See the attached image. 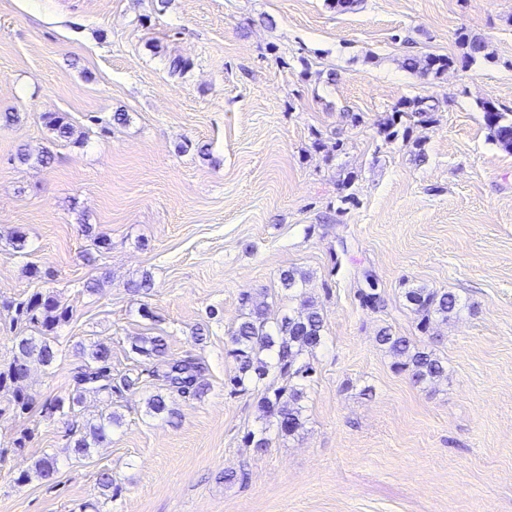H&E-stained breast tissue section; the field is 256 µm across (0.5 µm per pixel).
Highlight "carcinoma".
I'll return each instance as SVG.
<instances>
[{
  "instance_id": "carcinoma-1",
  "label": "carcinoma",
  "mask_w": 512,
  "mask_h": 512,
  "mask_svg": "<svg viewBox=\"0 0 512 512\" xmlns=\"http://www.w3.org/2000/svg\"><path fill=\"white\" fill-rule=\"evenodd\" d=\"M465 49L464 60L474 61L488 56L484 39L471 36L461 30L457 33ZM454 58L445 55H408L403 67L422 75L434 76L454 67ZM405 110L395 111L385 122L383 132L386 140L399 135L398 115L404 113L418 123L429 120L435 105L424 97H414L404 103ZM488 139L497 146L512 151V113L503 112L490 101L480 104ZM45 126L59 141H71L75 136L73 126L66 117L58 113L42 115ZM19 161L35 159L36 163L50 168L55 163L51 150L43 148L32 154L26 150L17 152ZM365 287L359 289L361 304L372 310L383 308L384 299L378 282L370 270H364ZM306 273L289 268L280 273V282L288 290V298L299 301L298 309H290L272 323L267 317L268 302L263 295L242 294L243 312L239 320L228 330V354L236 362V371L229 379L233 392L257 393L259 408L269 419V425L250 430L243 437V444L259 452L270 447L273 437L292 436L302 427V402L314 372V367L303 358L324 342L325 321L321 306L305 291ZM407 307L417 320V328L426 333L435 322L445 323L454 316L459 307V297L445 290L425 285L409 288L404 293ZM5 308H15L19 316L33 328L31 336H16L11 347L10 361L0 365V396L5 405L0 406V420L10 415L23 413L33 405L24 381L30 364L37 362L53 369L66 352L57 342V329L69 322L72 310L62 305L49 291H36L17 304L3 303ZM377 343L393 359L394 367L417 384H434L447 376L448 364L433 350L418 346L411 338L402 336L386 326L377 334ZM167 341L164 336H141L130 347L136 360L148 361L152 367L148 374L154 377L162 389L179 395L200 396L209 390L206 377L208 368L204 361L194 355L180 359L166 358ZM71 392L45 402L43 411L49 415L57 412L74 414L87 392L103 395L112 400V347L98 341L84 353V362L71 375ZM153 416H171L164 394L156 393L147 402ZM120 425V416L109 413L96 422H87L71 433L75 454L86 457L91 448L106 442L115 427ZM58 470L56 455L44 453L35 463V473L40 478H50Z\"/></svg>"
}]
</instances>
